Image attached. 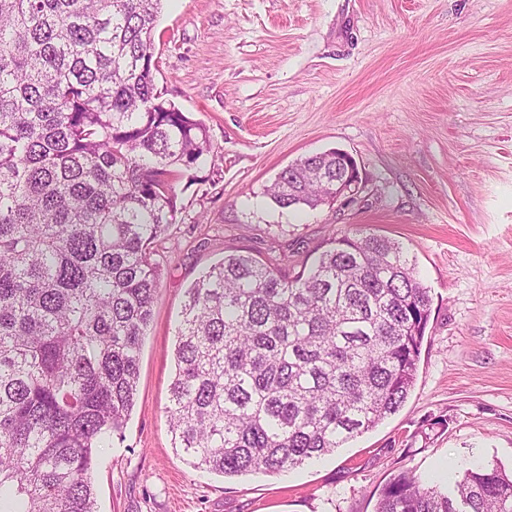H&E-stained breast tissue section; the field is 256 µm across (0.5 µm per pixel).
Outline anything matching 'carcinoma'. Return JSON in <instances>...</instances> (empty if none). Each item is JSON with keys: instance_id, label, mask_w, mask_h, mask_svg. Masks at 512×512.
Returning a JSON list of instances; mask_svg holds the SVG:
<instances>
[{"instance_id": "1", "label": "carcinoma", "mask_w": 512, "mask_h": 512, "mask_svg": "<svg viewBox=\"0 0 512 512\" xmlns=\"http://www.w3.org/2000/svg\"><path fill=\"white\" fill-rule=\"evenodd\" d=\"M162 0H0V512H97V449L122 435L160 281L151 244L173 176L212 152L163 98L152 33ZM336 150L268 189L320 205ZM429 289L398 243L329 238L286 276L246 251L187 290L167 405L200 470L275 473L396 413L415 385ZM376 512H512V474L442 491L408 472Z\"/></svg>"}]
</instances>
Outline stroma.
Returning <instances> with one entry per match:
<instances>
[{"mask_svg":"<svg viewBox=\"0 0 512 512\" xmlns=\"http://www.w3.org/2000/svg\"><path fill=\"white\" fill-rule=\"evenodd\" d=\"M156 85L214 154L153 246L161 266L135 406L99 449L97 512H375L402 471H512V0H163ZM349 153L362 189L314 209L265 193ZM397 241L430 290L400 410L319 461L226 478L172 446L166 406L186 290L225 254L310 266L329 235Z\"/></svg>","mask_w":512,"mask_h":512,"instance_id":"1","label":"stroma"}]
</instances>
